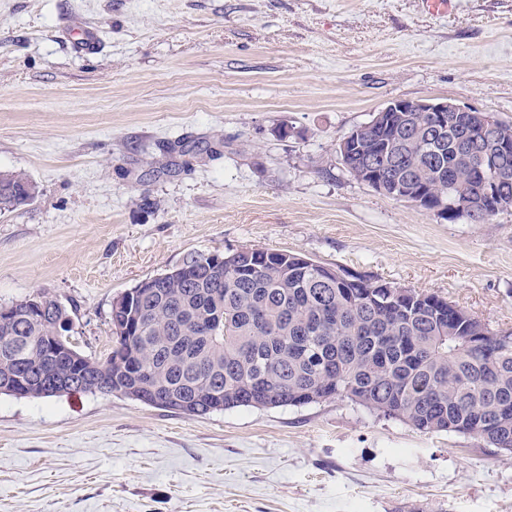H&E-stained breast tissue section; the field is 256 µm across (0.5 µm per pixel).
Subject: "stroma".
<instances>
[{
  "instance_id": "35a3bbf8",
  "label": "stroma",
  "mask_w": 512,
  "mask_h": 512,
  "mask_svg": "<svg viewBox=\"0 0 512 512\" xmlns=\"http://www.w3.org/2000/svg\"><path fill=\"white\" fill-rule=\"evenodd\" d=\"M394 99L512 124V0H0V171L39 190L0 213V305L61 302L104 358L117 295L252 248L512 329V211L448 222L342 163ZM0 512H512V455L348 401L189 417L1 394Z\"/></svg>"
}]
</instances>
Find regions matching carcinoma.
Returning a JSON list of instances; mask_svg holds the SVG:
<instances>
[{
	"label": "carcinoma",
	"instance_id": "cac0c4a2",
	"mask_svg": "<svg viewBox=\"0 0 512 512\" xmlns=\"http://www.w3.org/2000/svg\"><path fill=\"white\" fill-rule=\"evenodd\" d=\"M455 134L431 131L422 112L392 113L360 129L364 158L389 146V186L424 180L434 200L469 194L482 201L477 169L496 163L478 143L512 129H482L451 113ZM23 173H0V212L33 200ZM512 205V170L497 182L494 204ZM132 288L130 309L112 304L115 346L104 359L72 345L73 319L60 302L33 317L28 300L0 319V382L26 383L27 398L57 395L68 372L74 392L116 393L144 404L203 416L238 407L278 408L349 400L423 433H456L512 453V331L482 330L448 299L414 289L385 302L380 281L361 273L322 278V265L288 252L243 249L195 254ZM61 336L72 359L38 355Z\"/></svg>",
	"mask_w": 512,
	"mask_h": 512
}]
</instances>
